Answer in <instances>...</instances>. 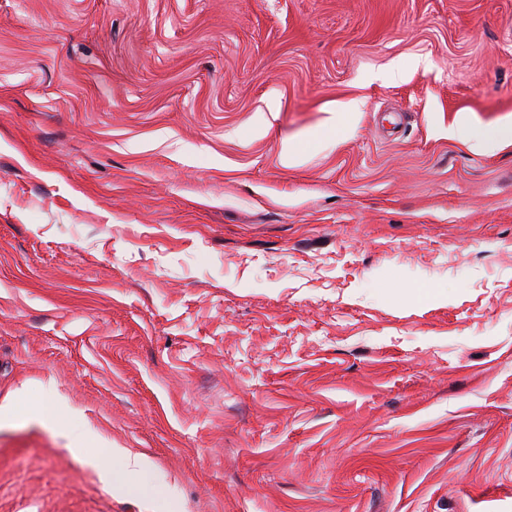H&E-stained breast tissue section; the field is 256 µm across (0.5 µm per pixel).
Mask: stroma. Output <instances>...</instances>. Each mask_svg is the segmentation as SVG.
Wrapping results in <instances>:
<instances>
[{"instance_id": "obj_1", "label": "stroma", "mask_w": 512, "mask_h": 512, "mask_svg": "<svg viewBox=\"0 0 512 512\" xmlns=\"http://www.w3.org/2000/svg\"><path fill=\"white\" fill-rule=\"evenodd\" d=\"M464 122L512 0H0V402L72 428L0 424V512H512V144ZM453 136H457L466 141H474V146L486 151H493L501 143L512 140V125L505 124L499 127L489 129L478 136H472L470 127L466 124L460 125L452 131ZM27 393L25 389L19 390L0 405L1 421L23 417L30 407ZM118 453L113 449L103 448L98 455V465L104 475L117 484L129 491H136L138 486L130 480L133 475L141 473L146 466L144 459L130 452L119 453L120 460L115 466L114 461Z\"/></svg>"}]
</instances>
